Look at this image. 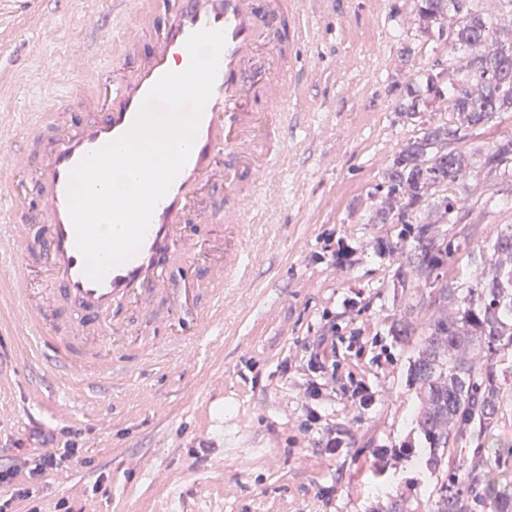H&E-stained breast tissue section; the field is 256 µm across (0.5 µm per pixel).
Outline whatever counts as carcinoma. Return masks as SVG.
Returning a JSON list of instances; mask_svg holds the SVG:
<instances>
[{
	"label": "carcinoma",
	"mask_w": 512,
	"mask_h": 512,
	"mask_svg": "<svg viewBox=\"0 0 512 512\" xmlns=\"http://www.w3.org/2000/svg\"><path fill=\"white\" fill-rule=\"evenodd\" d=\"M421 28L437 30L451 47L467 52L466 69L448 75L440 84L432 70L425 71L424 88L407 89L404 113L419 114L423 95L448 98L457 123L430 125L399 149L385 176L386 203L377 210L378 224H423L432 213L459 223H473L481 212L469 204L456 208L458 197L446 188L463 180L467 153L448 149L460 142V131L491 124L501 112H512V29L497 27L495 12L483 0H419ZM455 23L444 26L447 17ZM481 86L476 93L473 85ZM483 168L489 173L512 163V137L482 150ZM448 251L417 235L416 252L408 263L425 282L442 269ZM481 277L459 296V288H439L428 332L411 376L423 410L416 429L429 445L426 464L438 472L440 485L430 512H512V477L496 470V460L512 457V446L476 448L462 468L455 465L451 448L475 430L484 431L498 418L503 400L501 384L489 361L512 355V225L497 231L489 252H480Z\"/></svg>",
	"instance_id": "obj_1"
}]
</instances>
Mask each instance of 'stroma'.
<instances>
[{"label": "stroma", "mask_w": 512, "mask_h": 512, "mask_svg": "<svg viewBox=\"0 0 512 512\" xmlns=\"http://www.w3.org/2000/svg\"><path fill=\"white\" fill-rule=\"evenodd\" d=\"M418 0H308L309 38L298 50L302 94L288 123V165L259 179L258 209L244 228L246 284L231 289L224 319L190 356L134 370L125 391L84 398L51 394L26 423L31 383L52 387L48 368L14 358L20 338L0 304V448L27 457L36 431L78 430L85 459L42 475L12 512H370L377 501L410 498L428 512L436 475L411 448L423 447L421 406L410 365L425 337L438 287L418 284L407 257L414 234L376 224L383 177L421 121L451 120L447 101L420 119L401 115L409 75L456 68L459 54L422 33ZM94 0H0V146L28 145L21 125L33 105L78 104L112 60L92 58L112 35ZM39 53H32V46ZM89 57L85 71L73 58ZM464 185L484 203L478 224H431L448 246L444 279L465 286L481 270L480 248L512 224V182L472 166ZM348 248L345 258L335 257ZM335 335L336 371L309 362L310 347ZM334 381L319 400L309 382ZM365 385L374 402L352 406ZM321 421L305 427V405ZM340 442L323 453L327 433ZM512 444V396L493 426L455 443L456 462L474 449ZM392 457L377 465V451ZM105 476L109 495L94 489Z\"/></svg>", "instance_id": "stroma-1"}]
</instances>
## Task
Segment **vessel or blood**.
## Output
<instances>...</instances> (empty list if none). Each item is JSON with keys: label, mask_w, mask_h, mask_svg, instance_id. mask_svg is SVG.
I'll use <instances>...</instances> for the list:
<instances>
[{"label": "vessel or blood", "mask_w": 512, "mask_h": 512, "mask_svg": "<svg viewBox=\"0 0 512 512\" xmlns=\"http://www.w3.org/2000/svg\"><path fill=\"white\" fill-rule=\"evenodd\" d=\"M305 0H103L121 39L102 38L118 79L85 97L83 114L42 109L25 116L40 154L0 155V299L22 338L21 355L50 366L59 393L125 386L129 360L156 365L191 353L194 337L224 318V290L245 279L244 248L214 245L203 271L193 259L216 228L243 229L251 212L242 189L286 156L288 110L300 92L294 63L308 29ZM223 30L226 46L191 155L157 205L138 254L96 283L83 273L68 214V173L88 152L127 132L151 86L189 64L188 37ZM32 196L21 205L17 174ZM40 253L41 292L27 286L26 255ZM186 320L191 332L169 333Z\"/></svg>", "instance_id": "vessel-or-blood-1"}]
</instances>
